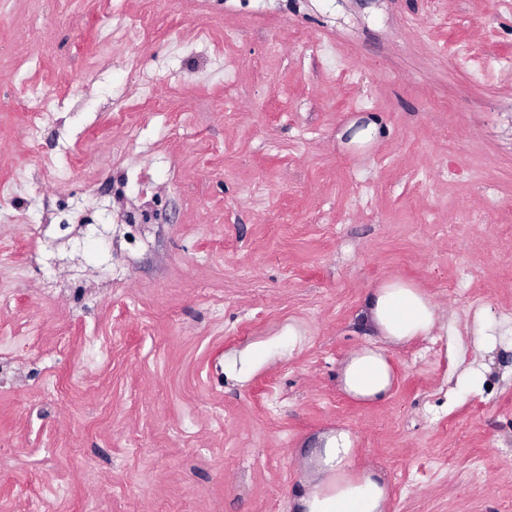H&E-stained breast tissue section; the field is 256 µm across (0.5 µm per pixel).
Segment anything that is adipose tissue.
I'll list each match as a JSON object with an SVG mask.
<instances>
[{"instance_id": "ef3b65f1", "label": "adipose tissue", "mask_w": 512, "mask_h": 512, "mask_svg": "<svg viewBox=\"0 0 512 512\" xmlns=\"http://www.w3.org/2000/svg\"><path fill=\"white\" fill-rule=\"evenodd\" d=\"M365 310L380 335L392 343L425 338L445 328L430 295L398 279L373 289L366 298ZM340 383L353 399L381 401L389 395L393 375L384 353L364 346L344 363ZM316 458L320 479L296 495L292 512H387L388 484L378 469L357 466L348 431L330 435L324 447L317 449Z\"/></svg>"}]
</instances>
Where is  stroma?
<instances>
[{
	"mask_svg": "<svg viewBox=\"0 0 512 512\" xmlns=\"http://www.w3.org/2000/svg\"><path fill=\"white\" fill-rule=\"evenodd\" d=\"M141 8L0 0V512H289L339 429L387 512H512V0ZM390 279L447 331L385 341ZM131 78L139 83L142 96L145 100L151 102L161 101L163 99L160 86L154 82L149 72L142 66L138 60H133L130 68ZM18 109L27 116L30 134H35L40 125L52 116L58 107L57 99L46 93H31L16 100ZM340 383L342 390L353 399L381 401L389 395L393 375L383 352L363 346L352 352L342 366Z\"/></svg>",
	"mask_w": 512,
	"mask_h": 512,
	"instance_id": "1",
	"label": "stroma"
}]
</instances>
